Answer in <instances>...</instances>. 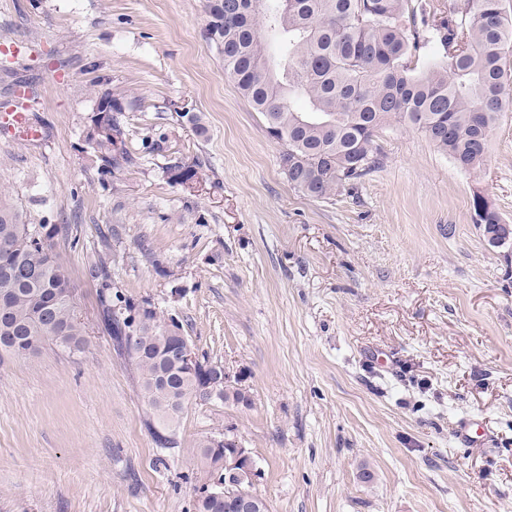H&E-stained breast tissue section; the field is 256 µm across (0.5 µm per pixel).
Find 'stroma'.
<instances>
[{
  "instance_id": "1",
  "label": "stroma",
  "mask_w": 512,
  "mask_h": 512,
  "mask_svg": "<svg viewBox=\"0 0 512 512\" xmlns=\"http://www.w3.org/2000/svg\"><path fill=\"white\" fill-rule=\"evenodd\" d=\"M205 0H0V107L42 138L0 133V189L57 237L83 354L0 368V512H196L197 445L231 431L270 512H512V110L461 170L422 133H382L381 169L327 199L296 189L281 144L205 41ZM131 89V163L87 144L102 93ZM201 118L198 136L182 111ZM195 167L199 180L178 179ZM174 318L200 358L243 372L249 406L189 405L157 447L129 369L95 326L89 266ZM386 353L384 365L371 351ZM482 421L485 441L456 438ZM473 206L477 217L476 223L486 224L484 227V233L488 236L489 242L493 243V241L498 238L499 233H506L508 231L507 228L501 224L498 213L491 209L481 196H475L473 199ZM508 233L512 235V226ZM509 242L511 244V238L508 234L502 235L496 240L498 246L507 245Z\"/></svg>"
}]
</instances>
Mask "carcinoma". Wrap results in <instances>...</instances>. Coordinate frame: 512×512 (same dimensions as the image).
I'll return each mask as SVG.
<instances>
[{"label": "carcinoma", "instance_id": "cac0c4a2", "mask_svg": "<svg viewBox=\"0 0 512 512\" xmlns=\"http://www.w3.org/2000/svg\"><path fill=\"white\" fill-rule=\"evenodd\" d=\"M203 36L224 61V74L261 113L282 145L288 181L313 199L336 195L379 169L380 134L392 125L422 131L462 170L483 164L502 116L512 108V13L503 0H223L206 6ZM443 59L420 70L431 46ZM112 134L90 142L105 166L131 157L117 116ZM476 221L494 241L512 235L496 211L475 196ZM54 224H27L12 194L0 191V365L37 354L50 342L71 353L86 347L67 255L54 243ZM96 282V321L130 367L149 412L157 447H180L185 405L219 376L190 368L172 354L180 325L112 292V260L89 266ZM205 472L219 468L224 449L199 443ZM196 512H237L229 500L203 496Z\"/></svg>", "mask_w": 512, "mask_h": 512}]
</instances>
